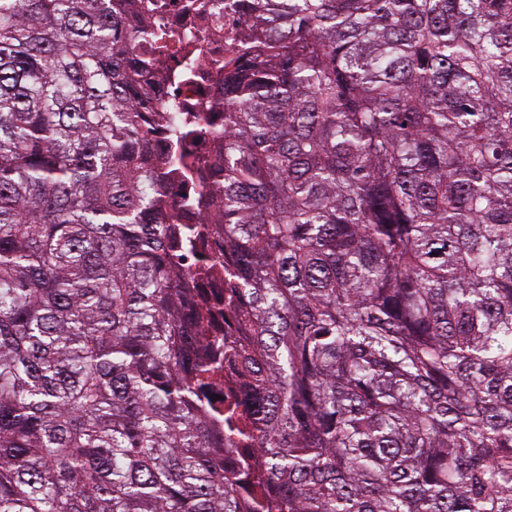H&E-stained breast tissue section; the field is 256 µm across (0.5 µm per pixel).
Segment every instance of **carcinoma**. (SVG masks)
<instances>
[{"label":"carcinoma","mask_w":512,"mask_h":512,"mask_svg":"<svg viewBox=\"0 0 512 512\" xmlns=\"http://www.w3.org/2000/svg\"><path fill=\"white\" fill-rule=\"evenodd\" d=\"M235 2L180 224L179 37L0 0V512H512V0ZM177 48L170 50L159 61V69L166 80L163 85L165 102L175 101L190 112H199L202 120L185 143V150L193 157L196 167L190 179L174 178L162 184V195L167 203L177 202L185 224H199L211 209L209 188L214 184L213 159L217 145L209 134L214 128L224 129L223 68H207L193 77H184L181 56ZM183 202V204H182Z\"/></svg>","instance_id":"1"}]
</instances>
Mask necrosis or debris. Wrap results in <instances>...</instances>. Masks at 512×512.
Listing matches in <instances>:
<instances>
[{"mask_svg":"<svg viewBox=\"0 0 512 512\" xmlns=\"http://www.w3.org/2000/svg\"><path fill=\"white\" fill-rule=\"evenodd\" d=\"M215 0H141L146 16L158 25L181 34L194 50L210 61V68L185 77L176 51L159 60L165 80L163 98L200 113V127L186 141L185 149L196 167L190 179L174 178L162 186L167 202L180 203L185 223H200L211 209L210 187L215 182L213 159L217 145L210 131L224 125V71L222 64L235 50V36L241 24L237 13L225 11L221 28H214L211 7Z\"/></svg>","mask_w":512,"mask_h":512,"instance_id":"4bbe7bcc","label":"necrosis or debris"}]
</instances>
